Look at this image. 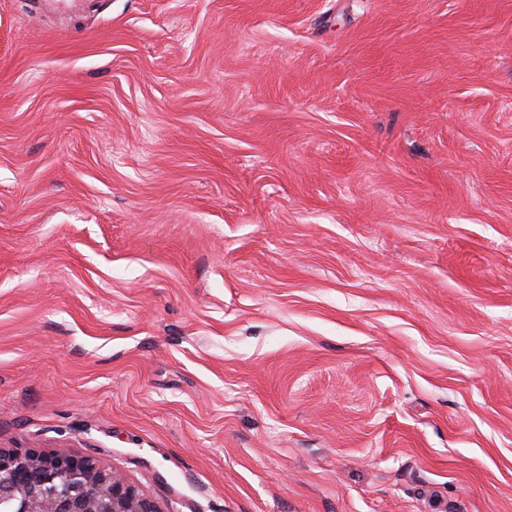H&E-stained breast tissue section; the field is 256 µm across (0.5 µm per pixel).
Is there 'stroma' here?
<instances>
[{
	"mask_svg": "<svg viewBox=\"0 0 512 512\" xmlns=\"http://www.w3.org/2000/svg\"><path fill=\"white\" fill-rule=\"evenodd\" d=\"M0 448L512 512V0H0Z\"/></svg>",
	"mask_w": 512,
	"mask_h": 512,
	"instance_id": "1",
	"label": "stroma"
}]
</instances>
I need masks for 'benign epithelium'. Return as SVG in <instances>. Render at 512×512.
<instances>
[{"label":"benign epithelium","instance_id":"benign-epithelium-1","mask_svg":"<svg viewBox=\"0 0 512 512\" xmlns=\"http://www.w3.org/2000/svg\"><path fill=\"white\" fill-rule=\"evenodd\" d=\"M0 512H162L123 472L86 457L0 448Z\"/></svg>","mask_w":512,"mask_h":512}]
</instances>
